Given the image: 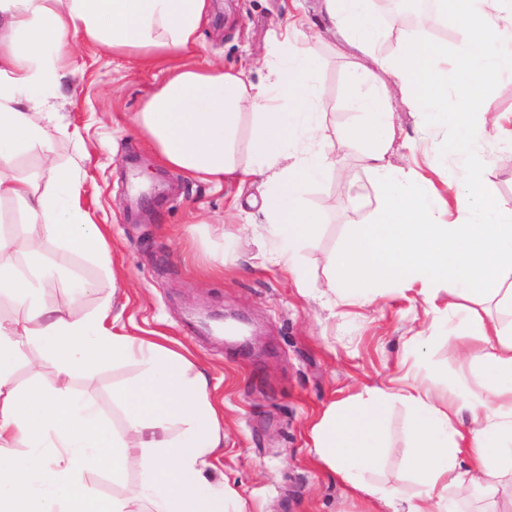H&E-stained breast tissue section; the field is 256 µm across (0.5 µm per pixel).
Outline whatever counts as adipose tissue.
I'll list each match as a JSON object with an SVG mask.
<instances>
[{
  "label": "adipose tissue",
  "instance_id": "adipose-tissue-1",
  "mask_svg": "<svg viewBox=\"0 0 512 512\" xmlns=\"http://www.w3.org/2000/svg\"><path fill=\"white\" fill-rule=\"evenodd\" d=\"M370 3L321 2L325 36L356 57L349 78L359 119L343 145L384 197L377 218L356 225L327 255L322 293L362 304L375 303L384 285L415 293L447 315L448 348L464 355L479 383L448 393L407 371L388 386L363 387L311 423L312 451L377 512H461L479 494L490 512H512V493L503 489L512 478V199L491 191L475 151L500 140L503 117L469 113L490 76L512 70V0H433L416 28L400 15L381 25ZM209 8L210 0H0V165L29 152L49 164L42 185L0 174V203H20L27 224L21 233L0 230V294L24 312L19 320L0 319V512H248L232 487L212 477L224 417L205 373L153 338L115 332L108 308L76 317L43 299L52 280H70L77 300L93 288L50 263L49 251L101 260L107 254L101 228L79 204V178L53 163L55 115L44 108L79 41L141 64L174 61L137 124L168 168L216 185L261 176L265 230L278 244L270 260L311 289L300 252L321 218L305 193L336 165L318 74L307 64L314 37L298 9L270 37L266 82H253L244 68L199 69L184 58L199 45ZM440 20L465 32L456 57L420 33ZM392 34L397 58L376 57V45ZM402 107L423 116L458 113L440 148L463 163L448 180L449 198L430 191L418 169L393 164ZM35 347L56 363L52 388L42 386L39 364L29 357ZM106 358L140 368L112 389L124 413L118 429L73 388L75 378L92 381ZM22 360L31 369L24 386L15 377ZM399 405L410 412L418 489L409 496L368 478L384 450L386 418ZM131 461L138 467L133 482ZM91 472L111 476L112 496L89 490Z\"/></svg>",
  "mask_w": 512,
  "mask_h": 512
}]
</instances>
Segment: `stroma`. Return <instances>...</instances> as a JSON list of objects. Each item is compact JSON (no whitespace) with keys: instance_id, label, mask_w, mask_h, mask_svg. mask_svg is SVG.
Here are the masks:
<instances>
[{"instance_id":"obj_1","label":"stroma","mask_w":512,"mask_h":512,"mask_svg":"<svg viewBox=\"0 0 512 512\" xmlns=\"http://www.w3.org/2000/svg\"><path fill=\"white\" fill-rule=\"evenodd\" d=\"M211 3L193 61L230 68L250 60L251 79H265L260 60L272 31L292 11V0ZM353 63L351 53L333 52L326 43L317 45L310 60L321 74L326 123L340 131L356 120L348 101ZM166 77V67H136L95 45H79L49 104L67 130L56 139L58 162L78 171L84 185L80 204L103 226L111 266L56 250V265L96 288L75 307L61 280L49 283L44 297L78 316L108 302L117 330L165 336L205 371L224 403V446L216 451L215 475L248 500L251 512H371L368 501L315 462L309 422L363 387L382 385L400 365L440 389L473 385L469 367L441 339L424 353L406 346L408 336L433 321L423 301L388 291L370 307L333 308L271 265L266 255L272 243L260 222V178L216 187L161 166L135 118ZM399 118L423 149L446 138L453 123L449 116L425 119L405 110ZM77 139L84 154L73 149ZM346 168L354 199L341 196L337 172L305 194L322 219L301 255L317 286L329 275L326 255L383 207L371 177L355 161ZM136 372L134 365L107 361L94 381L76 380L74 388L119 427L124 415L112 405V387ZM408 417L401 406L389 415V450L370 477L409 491Z\"/></svg>"}]
</instances>
